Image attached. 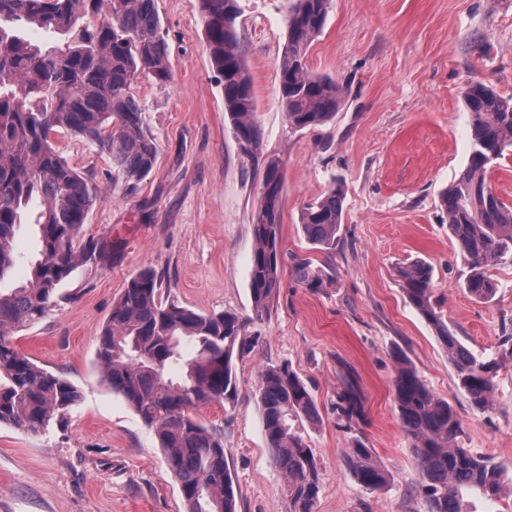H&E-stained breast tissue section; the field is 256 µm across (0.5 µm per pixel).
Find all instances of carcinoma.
<instances>
[{"label": "carcinoma", "mask_w": 512, "mask_h": 512, "mask_svg": "<svg viewBox=\"0 0 512 512\" xmlns=\"http://www.w3.org/2000/svg\"><path fill=\"white\" fill-rule=\"evenodd\" d=\"M198 2L209 59L223 79L224 110L238 143L246 146L247 159L263 166L250 269L252 312L261 318L280 288L282 167L280 159L263 153L241 34L235 21L224 22L228 11H239L238 0ZM330 7L331 0H289L280 93L294 130L331 122L344 103L343 87L307 64ZM29 29L59 34L63 45L36 44L24 35ZM140 74L159 82L171 79L156 0H0V281L15 266L13 242L26 208L41 199L31 220L40 249L30 273L17 287L0 290V426L41 433L80 399L73 383L39 367L10 336L39 323L55 307L60 286L77 267L112 255V243L83 233L97 185L70 166L52 135L82 138L110 156L112 169L127 182L148 175L158 146L144 132L131 93ZM463 98L470 112L469 160L440 198L468 269L464 287L473 297L488 300L496 283L487 268L512 250V205L489 182L496 161L512 150V96L473 81ZM342 219L338 186L306 205L299 224L313 249L330 252ZM294 272L312 292L333 279L328 264L308 257L295 259ZM399 276L408 302L435 328L458 386L474 408H491L498 370L512 360V336L502 341L498 356H475L437 311L433 267L415 260ZM245 327L236 315L199 313L180 305L165 294L163 276L144 268L130 279L98 336L102 381L153 431L179 481L186 512H237L224 433L198 421L193 411L234 401V357L246 350ZM258 381L264 431L286 480L289 512H315L317 462L293 428L301 417H316L313 398L287 364L265 366ZM394 398L421 469L427 512H466L465 490L490 498L500 493L505 471L458 444L463 427L455 410L404 357L397 360ZM337 407L349 421L363 416L361 395L347 375ZM345 463L367 488L378 491L388 485V472L362 441L346 451Z\"/></svg>", "instance_id": "carcinoma-1"}]
</instances>
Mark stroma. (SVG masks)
I'll list each match as a JSON object with an SVG mask.
<instances>
[{
  "label": "stroma",
  "mask_w": 512,
  "mask_h": 512,
  "mask_svg": "<svg viewBox=\"0 0 512 512\" xmlns=\"http://www.w3.org/2000/svg\"><path fill=\"white\" fill-rule=\"evenodd\" d=\"M240 7L263 151L284 172L278 294L254 318L252 218L262 173L239 153L197 0H157L172 78L161 84L142 75L131 89L158 145L154 169L136 182L118 179L96 147L55 138L98 187L85 235L116 246L106 262L74 270L63 301L14 338L82 399L40 434L0 426V512H185L153 432L101 383L95 358L113 304L146 267L163 274L183 306L246 321L249 350L235 361L234 404L196 411L224 430L238 512L289 508L263 428L258 375L267 365H290L315 401L318 421L295 427L318 465L316 512H426L394 400L401 355L457 412L463 445L512 472V363L498 374L492 409L476 410L397 275L417 259L432 265L437 309L474 354L493 356L512 336V256L489 268L498 284L492 300L472 297L440 202L468 162L466 84L481 80L512 95V0H332L309 66L342 83L345 100L334 121L303 130L289 128L279 90L288 0H240ZM335 184L344 191L343 221L327 255L311 248L299 215ZM298 257L329 264L332 286L302 288L292 271ZM345 374L364 406L353 425L336 410ZM358 439L390 473L385 489H367L347 469L345 451Z\"/></svg>",
  "instance_id": "35a3bbf8"
}]
</instances>
